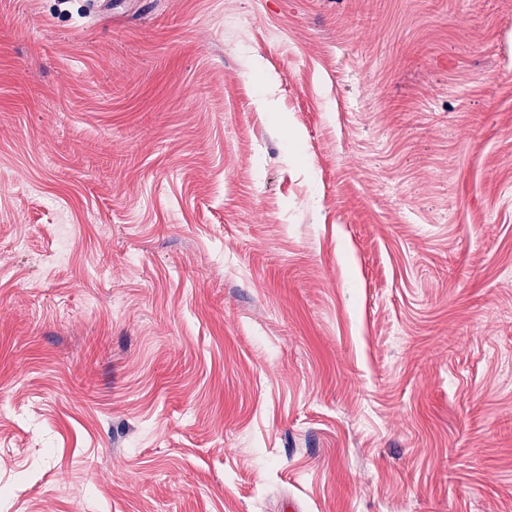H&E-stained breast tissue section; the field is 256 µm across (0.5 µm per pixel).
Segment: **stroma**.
Segmentation results:
<instances>
[{
	"instance_id": "1",
	"label": "stroma",
	"mask_w": 512,
	"mask_h": 512,
	"mask_svg": "<svg viewBox=\"0 0 512 512\" xmlns=\"http://www.w3.org/2000/svg\"><path fill=\"white\" fill-rule=\"evenodd\" d=\"M509 70L512 0H0V512H512Z\"/></svg>"
}]
</instances>
